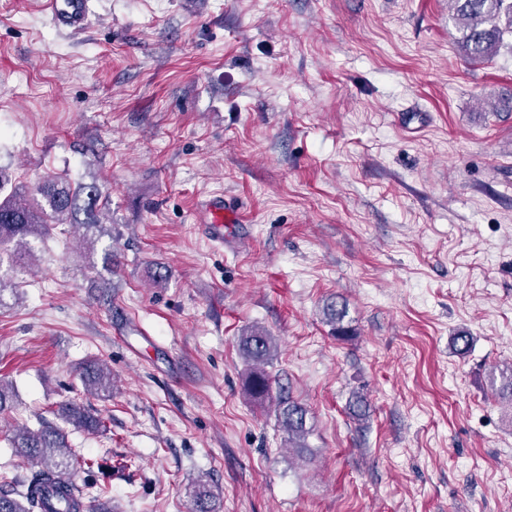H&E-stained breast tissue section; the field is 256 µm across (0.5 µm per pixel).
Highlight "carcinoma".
Masks as SVG:
<instances>
[{
  "mask_svg": "<svg viewBox=\"0 0 512 512\" xmlns=\"http://www.w3.org/2000/svg\"><path fill=\"white\" fill-rule=\"evenodd\" d=\"M456 11L461 44L470 60L483 63L491 59L506 34L512 35V0H451ZM10 179L0 171V308L5 305V294L16 288L15 280L26 273L34 253L29 238L44 237L60 226L83 228L104 233L99 215L105 209L97 183L91 182L74 189L70 183L47 178L33 188L9 186ZM10 191H5V187ZM84 219H79V215ZM325 321L338 340L352 337L344 325L346 306L331 300L323 308ZM238 346L249 365L244 378V390L254 399H264L271 391V376L266 367L277 356L276 339L260 327H252L239 337ZM80 378L85 386L106 397L112 389V372L104 365H87ZM12 382L0 378V413L15 402ZM60 419L88 433L101 428L99 417L92 416L74 404L63 407ZM309 409L296 401L281 400L278 421L288 435L292 448L306 447L310 427ZM12 447L38 465L22 484H0V512H50V497L56 496L67 504L65 512H95L86 509L82 494L72 485L71 471L79 459L70 447L67 435L60 427L40 423L36 429L27 426L11 438ZM213 494L206 480L195 483L191 512H215Z\"/></svg>",
  "mask_w": 512,
  "mask_h": 512,
  "instance_id": "cac0c4a2",
  "label": "carcinoma"
}]
</instances>
